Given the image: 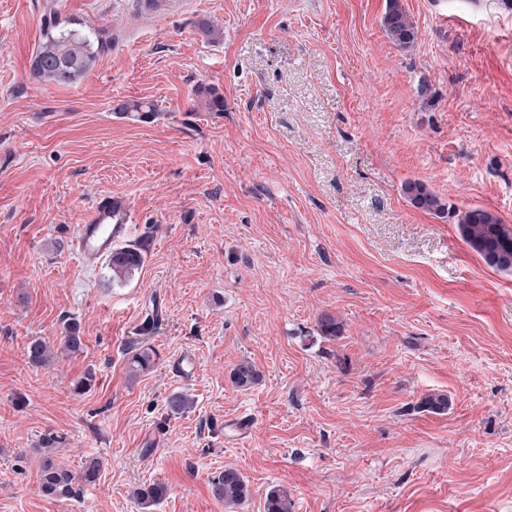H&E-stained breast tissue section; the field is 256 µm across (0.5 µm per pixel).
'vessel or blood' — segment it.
Here are the masks:
<instances>
[{"label":"vessel or blood","instance_id":"1","mask_svg":"<svg viewBox=\"0 0 512 512\" xmlns=\"http://www.w3.org/2000/svg\"><path fill=\"white\" fill-rule=\"evenodd\" d=\"M131 208L121 196L103 194L87 208L72 239V253L84 269L97 267L129 236Z\"/></svg>","mask_w":512,"mask_h":512}]
</instances>
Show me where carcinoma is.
<instances>
[{"instance_id":"cac0c4a2","label":"carcinoma","mask_w":512,"mask_h":512,"mask_svg":"<svg viewBox=\"0 0 512 512\" xmlns=\"http://www.w3.org/2000/svg\"><path fill=\"white\" fill-rule=\"evenodd\" d=\"M382 25L392 43L402 49L413 46L416 38V26L401 4V0H388ZM111 40L103 29L87 30L75 20L63 19L55 14L44 20L41 42L31 58L30 76L38 84L58 86L71 85L95 66L109 49ZM195 94L209 112L224 111V96L215 88L199 85ZM112 111L121 115L136 113L148 117L155 112L154 105L147 100L120 99ZM403 193L416 208L442 217L448 215L457 218V226L462 238L485 261L499 271H512V225L505 224L492 211L472 208L458 211L448 204L427 184L412 180L404 184ZM143 256L139 249L127 246L112 255L109 269L112 282L122 283L131 277L142 264ZM61 349L69 354H78L83 350V337L75 322L66 324L65 336L61 338ZM55 353L50 344L40 338L33 339L28 345L30 363L37 366L51 364ZM231 382L237 388H250L261 381L262 374L250 361H242L231 370ZM423 405L435 414L448 410V395L434 392L426 395ZM55 439L46 440V448L40 461L39 482L42 492L60 501L81 498L85 487L94 484L100 473L101 464L96 458L82 462L80 474L73 473L55 460ZM214 497L226 507L242 505L249 496L245 477L235 468H226L211 480ZM165 494V487L153 484L139 488L134 497L142 505L158 502ZM265 512H293V501L285 489L271 490L265 501Z\"/></svg>"}]
</instances>
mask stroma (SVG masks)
I'll use <instances>...</instances> for the list:
<instances>
[{
	"label": "stroma",
	"mask_w": 512,
	"mask_h": 512,
	"mask_svg": "<svg viewBox=\"0 0 512 512\" xmlns=\"http://www.w3.org/2000/svg\"><path fill=\"white\" fill-rule=\"evenodd\" d=\"M402 3L409 51L387 0H0V512H228L210 485L227 466L249 483L237 512L276 487L294 512H512V273L402 191L417 179L512 224V8ZM52 11L112 36L71 86L30 78ZM106 192L143 254L119 285L70 246ZM72 320L83 352L27 360ZM243 360L262 373L247 390ZM434 391L446 414L421 408ZM176 393L191 411L170 413ZM48 436L71 470L100 459L80 500L42 494ZM154 483L163 500L141 507ZM382 25L387 37L401 49H409L416 38V26L400 0H388ZM231 382L237 388H250L261 381L262 374L250 361H242L231 370Z\"/></svg>",
	"instance_id": "obj_1"
}]
</instances>
